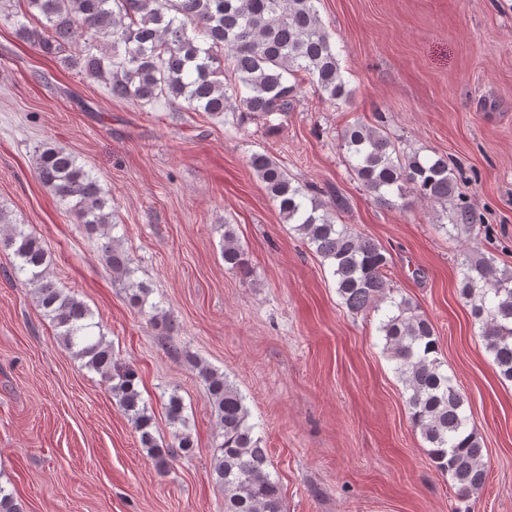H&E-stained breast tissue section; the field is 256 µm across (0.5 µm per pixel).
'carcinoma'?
I'll return each mask as SVG.
<instances>
[{
	"mask_svg": "<svg viewBox=\"0 0 512 512\" xmlns=\"http://www.w3.org/2000/svg\"><path fill=\"white\" fill-rule=\"evenodd\" d=\"M43 18L44 30L18 28L43 55L108 85L114 99L141 106L161 99H183L194 111L224 115L239 126L259 115L288 116L299 102L298 84L308 76L314 89L336 101L348 96L330 33L322 25L320 0H27ZM85 49L71 53L80 37ZM339 148L363 190L377 203L396 207L411 188L424 201L449 209L452 230L479 233L476 211L460 195L455 167L440 155L422 159L405 155L386 129L356 123L339 135ZM251 168L264 184L283 220L296 231L334 278L336 293L349 312L384 311L378 332L394 373L407 394L414 430L429 444L433 466L447 474L456 494L466 499L485 485L483 448L466 414L467 398L443 370L432 321L412 303L396 298L386 268V250L336 215L347 202L327 203L314 190L294 184L275 160L253 153ZM40 182L70 205L112 277L124 285L128 305L148 316L164 336L176 330L171 315L149 301L151 286L136 278L137 267L113 235L112 209L98 180L64 146L45 143L35 154ZM7 232L0 248L12 252L15 275H24L37 307L62 344L85 367L109 383L112 397L130 419L139 442L158 469L177 453L195 448L174 389L164 403L171 441L161 443L139 390L138 373L120 363L104 334H93L92 313L77 296L59 288L51 276L52 257L44 242L9 212L0 209ZM224 264L248 275V259L232 225H224ZM459 295L480 324V337L499 376L512 381V270L494 257L460 253ZM205 382L211 411L222 441L214 453L211 475L224 487V512H286L279 481L269 472L268 449L248 423L245 397L224 373L194 360ZM0 512H23L15 495L0 486Z\"/></svg>",
	"mask_w": 512,
	"mask_h": 512,
	"instance_id": "carcinoma-1",
	"label": "carcinoma"
}]
</instances>
